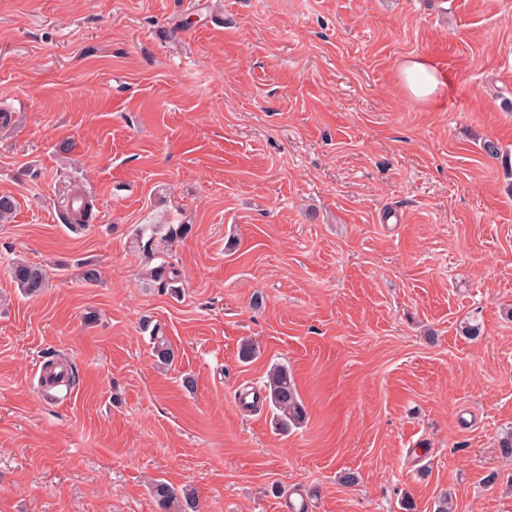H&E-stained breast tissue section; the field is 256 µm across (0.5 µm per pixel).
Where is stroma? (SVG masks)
<instances>
[{
  "label": "stroma",
  "instance_id": "stroma-1",
  "mask_svg": "<svg viewBox=\"0 0 512 512\" xmlns=\"http://www.w3.org/2000/svg\"><path fill=\"white\" fill-rule=\"evenodd\" d=\"M2 114L0 512H160L153 479L200 512H512V170L483 149L512 155V0H0ZM276 364L285 432L240 400ZM404 85L415 99L432 97L441 90L444 82L423 60L406 62L401 69ZM12 281L25 297L41 294L48 286L46 275L41 269L25 261H15L9 268ZM150 281L154 282L158 288L168 289L171 294L179 295L180 288L174 284L178 281V270L168 261H161L158 265L153 266L149 271ZM152 352L160 363L169 364L175 357L173 346L160 327L154 325L150 331ZM265 400L274 411L275 424L283 430L302 425L307 412L299 390L285 365H274L267 375Z\"/></svg>",
  "mask_w": 512,
  "mask_h": 512
}]
</instances>
